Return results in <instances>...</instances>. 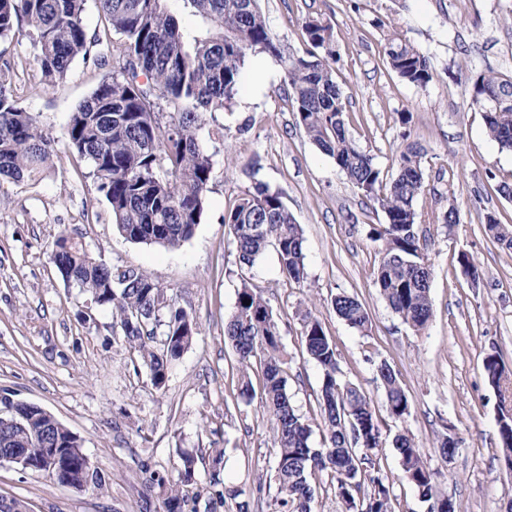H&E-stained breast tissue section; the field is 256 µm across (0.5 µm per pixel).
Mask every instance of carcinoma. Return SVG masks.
<instances>
[{"mask_svg":"<svg viewBox=\"0 0 512 512\" xmlns=\"http://www.w3.org/2000/svg\"><path fill=\"white\" fill-rule=\"evenodd\" d=\"M104 30L89 33L84 14L88 0H0V40L21 31L25 22L35 36L37 63L44 84L67 77L78 58L102 66L112 58V74L70 113L68 148L86 160L97 190L108 204L121 235L133 243L176 249L200 224L213 175L215 151L200 139L208 129L211 143L223 140V127L212 125L237 95L242 70L251 53L281 56V49L258 8L257 0H183L201 18L203 29L188 35L168 9L169 0H93ZM119 36L116 41L112 35ZM301 35L306 49L284 60V83L296 125L322 152L332 157L349 183L383 212L385 223L373 228L381 259L375 284L391 311L416 331L432 317V265L422 224H456L453 196L441 214L425 216L415 207L426 190L420 148L408 144L396 154V174L386 181L374 157L348 132V100L336 80L338 61L334 27L308 17ZM388 68L401 80L423 85L432 74L428 59L392 33L383 48ZM473 105L485 113L489 137L512 151V76L481 73L473 80ZM54 140L38 116L15 97L11 66H0V179L28 182L54 160ZM239 262L253 267L269 245L277 250L285 276L301 285L307 279L303 233L282 194L258 183L224 213ZM485 232L512 249V224L485 215ZM52 262L66 279L112 311L124 342L137 352L157 390L165 386L169 365L192 344L196 324L150 274L119 269L91 256L66 228L53 241ZM250 304H244V301ZM336 314L363 330L369 316L357 297L339 293ZM224 337L242 370L263 354L261 402L271 420L277 448L276 503L282 512H312L309 477L327 471L346 512H393L392 485L378 453L383 419L371 399L337 377L336 349L319 320L304 317L301 342L323 371L318 405L329 447L314 448L310 429L294 409L286 390L283 344L278 323L263 294L243 282ZM490 385L501 386L504 365L497 354L483 360ZM385 392V412L394 422L410 414V399L399 374L387 362L376 366ZM42 411L5 426L0 448H19L35 461L44 459L51 439L70 430L54 421L48 434ZM502 459L512 461V416L498 429ZM403 479L413 485L428 512H448V496L437 472L424 462L408 432L393 438Z\"/></svg>","mask_w":512,"mask_h":512,"instance_id":"1","label":"carcinoma"}]
</instances>
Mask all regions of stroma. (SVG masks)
Here are the masks:
<instances>
[{"instance_id": "obj_1", "label": "stroma", "mask_w": 512, "mask_h": 512, "mask_svg": "<svg viewBox=\"0 0 512 512\" xmlns=\"http://www.w3.org/2000/svg\"><path fill=\"white\" fill-rule=\"evenodd\" d=\"M281 46V57L250 54L243 86L217 113L224 140L200 224L180 248L138 244L117 230L89 165L68 153L70 112L106 74L76 60L67 78L47 86L29 39L0 42V61L14 67L13 89L55 137L52 168L35 181H0V395L38 405L82 441L102 476L84 490L47 474L0 464V495L31 512H166L171 490L186 496L181 512H276L277 454L269 417L260 405L262 369L252 362L240 374L238 357L224 340L242 282L261 291L285 348L287 392L311 429V443L325 445L317 402L323 371L304 352L305 314L316 316L336 348L339 376L359 386L376 410L384 393L376 366L398 371L410 401L403 424L382 429L379 452L393 484L394 512H427L401 479L392 446L407 429L439 488L461 512H507L512 475L498 449V395L485 378L483 359L500 353L505 385L512 388V250L484 232L491 212L512 224V200L497 190L512 176V152L487 134L483 112L471 103L473 78L492 71L512 75V0H259ZM322 16L334 26L336 78L349 101V132L374 156L385 178L406 142L423 149L427 190L422 213L441 212L455 194L460 222L426 227L433 264V315L426 330L404 324L374 284L381 254L371 238L384 223L340 171L296 124L283 82V60L302 53L301 25ZM397 33L429 60L432 78L414 85L383 62L387 33ZM408 113L400 124L399 113ZM282 194L303 229L307 280L283 276L275 248L254 267L241 265L224 225V213L256 183ZM107 263L144 270L170 289L197 324L192 345L168 369L162 389L123 342L110 309L67 281L51 260L61 228ZM474 256L482 278L471 285L458 253ZM356 296L370 322L350 327L332 306L338 293ZM250 395H243L242 376ZM455 449L441 457L442 437ZM194 461L192 485L181 486L182 455ZM237 490L219 500L218 491Z\"/></svg>"}]
</instances>
